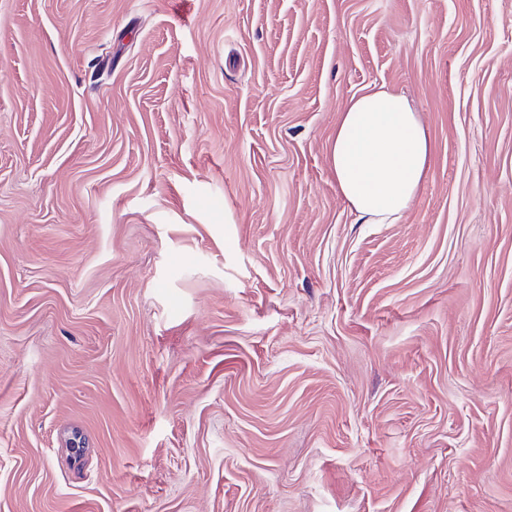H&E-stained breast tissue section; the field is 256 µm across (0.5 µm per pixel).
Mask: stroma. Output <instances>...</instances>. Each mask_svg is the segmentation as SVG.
<instances>
[{"label": "stroma", "mask_w": 512, "mask_h": 512, "mask_svg": "<svg viewBox=\"0 0 512 512\" xmlns=\"http://www.w3.org/2000/svg\"><path fill=\"white\" fill-rule=\"evenodd\" d=\"M0 512H512V0H0ZM431 155L418 113L383 85L349 101L330 146L337 191L360 224H396L425 181Z\"/></svg>", "instance_id": "stroma-1"}]
</instances>
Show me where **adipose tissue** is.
<instances>
[{
	"instance_id": "adipose-tissue-1",
	"label": "adipose tissue",
	"mask_w": 512,
	"mask_h": 512,
	"mask_svg": "<svg viewBox=\"0 0 512 512\" xmlns=\"http://www.w3.org/2000/svg\"><path fill=\"white\" fill-rule=\"evenodd\" d=\"M432 144L409 101L379 87L351 99L330 146L336 188L361 224H394L425 181Z\"/></svg>"
}]
</instances>
